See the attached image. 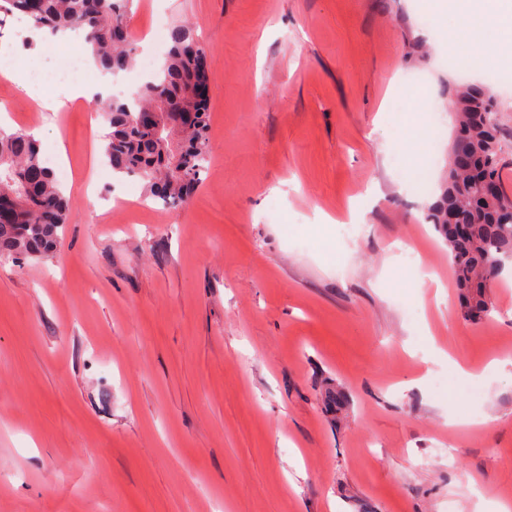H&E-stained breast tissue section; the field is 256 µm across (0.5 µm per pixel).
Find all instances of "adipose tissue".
Returning a JSON list of instances; mask_svg holds the SVG:
<instances>
[{
    "label": "adipose tissue",
    "instance_id": "1",
    "mask_svg": "<svg viewBox=\"0 0 512 512\" xmlns=\"http://www.w3.org/2000/svg\"><path fill=\"white\" fill-rule=\"evenodd\" d=\"M428 7L437 15L471 18L464 43L473 66L499 58L498 31L512 29V0H430Z\"/></svg>",
    "mask_w": 512,
    "mask_h": 512
}]
</instances>
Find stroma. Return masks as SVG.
Masks as SVG:
<instances>
[{
	"label": "stroma",
	"mask_w": 512,
	"mask_h": 512,
	"mask_svg": "<svg viewBox=\"0 0 512 512\" xmlns=\"http://www.w3.org/2000/svg\"><path fill=\"white\" fill-rule=\"evenodd\" d=\"M184 20L211 156L186 205L137 207L83 102L39 127L73 211L53 254L0 262V512L512 499V270L464 321L426 220L453 139L429 104L486 68L424 0H135L130 81Z\"/></svg>",
	"instance_id": "stroma-1"
}]
</instances>
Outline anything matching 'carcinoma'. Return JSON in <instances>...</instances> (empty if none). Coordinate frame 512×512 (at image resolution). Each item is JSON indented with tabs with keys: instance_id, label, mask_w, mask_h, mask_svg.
Wrapping results in <instances>:
<instances>
[{
	"instance_id": "carcinoma-1",
	"label": "carcinoma",
	"mask_w": 512,
	"mask_h": 512,
	"mask_svg": "<svg viewBox=\"0 0 512 512\" xmlns=\"http://www.w3.org/2000/svg\"><path fill=\"white\" fill-rule=\"evenodd\" d=\"M130 0H0V24L19 14L38 29L79 31L104 71L131 69L136 34L127 23ZM170 48L161 70L138 87L131 99L105 98L98 107L109 122L103 152L112 170L138 176L146 195L171 207L183 205L201 183L209 157L207 98L197 99L206 80L204 46L185 22L171 26ZM455 130L466 134L452 141V179L433 206L429 221L448 248L460 296L461 317L481 321L492 311V283L512 267V194L499 156L502 135L495 98L476 85L451 90ZM144 109L161 114L162 124L140 126ZM195 110L197 122L181 129L177 113ZM0 196L15 201L11 221L0 219V261L38 259L54 251L73 209L40 144L24 130L0 128Z\"/></svg>"
}]
</instances>
